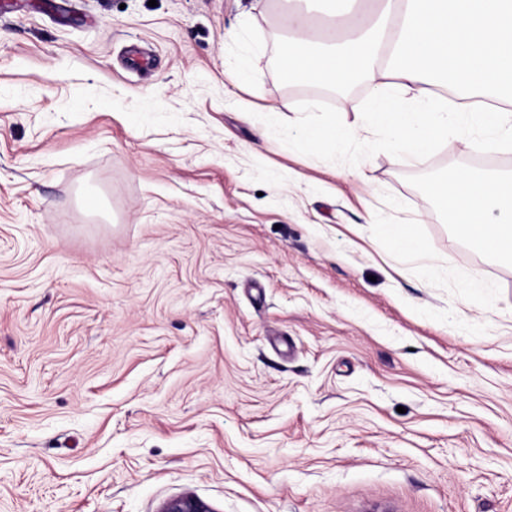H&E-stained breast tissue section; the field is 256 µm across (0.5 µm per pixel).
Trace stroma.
Returning <instances> with one entry per match:
<instances>
[{
  "label": "stroma",
  "instance_id": "1",
  "mask_svg": "<svg viewBox=\"0 0 512 512\" xmlns=\"http://www.w3.org/2000/svg\"><path fill=\"white\" fill-rule=\"evenodd\" d=\"M278 7L0 0V512H512V262L426 191L512 152L285 138L367 94L286 82ZM400 220L435 274L389 256ZM159 512H213V510L197 496L185 493L165 501Z\"/></svg>",
  "mask_w": 512,
  "mask_h": 512
}]
</instances>
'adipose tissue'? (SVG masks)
Wrapping results in <instances>:
<instances>
[{
    "mask_svg": "<svg viewBox=\"0 0 512 512\" xmlns=\"http://www.w3.org/2000/svg\"><path fill=\"white\" fill-rule=\"evenodd\" d=\"M353 21L315 30L308 14L282 11L285 75L335 90L364 85L362 123L305 125L311 147L389 132L401 156L423 159L459 125L477 127L474 151L512 150V0H369ZM427 190L453 232L487 255L512 260V169L459 166Z\"/></svg>",
    "mask_w": 512,
    "mask_h": 512,
    "instance_id": "ef3b65f1",
    "label": "adipose tissue"
}]
</instances>
